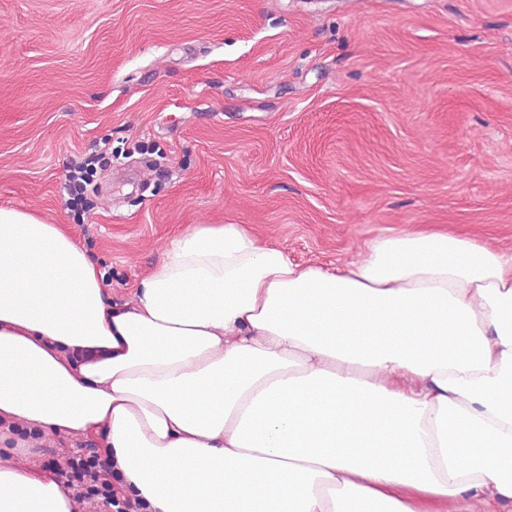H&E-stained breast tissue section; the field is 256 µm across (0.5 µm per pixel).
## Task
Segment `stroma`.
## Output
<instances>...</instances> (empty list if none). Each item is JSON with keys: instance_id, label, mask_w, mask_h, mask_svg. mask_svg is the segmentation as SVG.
I'll return each instance as SVG.
<instances>
[{"instance_id": "35a3bbf8", "label": "stroma", "mask_w": 512, "mask_h": 512, "mask_svg": "<svg viewBox=\"0 0 512 512\" xmlns=\"http://www.w3.org/2000/svg\"><path fill=\"white\" fill-rule=\"evenodd\" d=\"M0 205L116 299L190 224L325 264L389 229L512 248V0H0ZM92 156L84 162L75 164L70 168L69 174L66 176L64 189L69 195L68 204L70 206H78L83 204L86 197L87 186L91 185L90 177H93L94 164L101 158Z\"/></svg>"}]
</instances>
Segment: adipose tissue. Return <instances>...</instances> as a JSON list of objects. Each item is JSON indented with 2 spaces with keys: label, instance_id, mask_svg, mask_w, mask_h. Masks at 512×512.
Instances as JSON below:
<instances>
[{
  "label": "adipose tissue",
  "instance_id": "adipose-tissue-1",
  "mask_svg": "<svg viewBox=\"0 0 512 512\" xmlns=\"http://www.w3.org/2000/svg\"><path fill=\"white\" fill-rule=\"evenodd\" d=\"M105 276L0 206V512H78L32 456L89 433L139 512H512L511 250L195 224L128 300Z\"/></svg>",
  "mask_w": 512,
  "mask_h": 512
}]
</instances>
